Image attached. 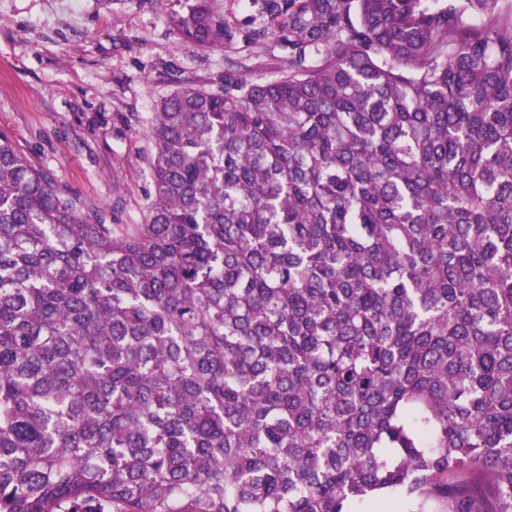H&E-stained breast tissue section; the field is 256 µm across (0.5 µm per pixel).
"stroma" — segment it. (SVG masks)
Instances as JSON below:
<instances>
[{
  "instance_id": "stroma-1",
  "label": "stroma",
  "mask_w": 512,
  "mask_h": 512,
  "mask_svg": "<svg viewBox=\"0 0 512 512\" xmlns=\"http://www.w3.org/2000/svg\"><path fill=\"white\" fill-rule=\"evenodd\" d=\"M193 2L0 0V133L107 223L146 221L147 129L161 101L190 85L222 90L229 75H278L276 41L247 39L260 0H212L224 42L205 49L175 26Z\"/></svg>"
}]
</instances>
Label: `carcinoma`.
I'll return each instance as SVG.
<instances>
[{
	"mask_svg": "<svg viewBox=\"0 0 512 512\" xmlns=\"http://www.w3.org/2000/svg\"><path fill=\"white\" fill-rule=\"evenodd\" d=\"M263 9L279 76L160 104L144 224L0 133V512H512V0ZM361 512H418L416 506L398 496H385L363 503Z\"/></svg>",
	"mask_w": 512,
	"mask_h": 512,
	"instance_id": "1",
	"label": "carcinoma"
}]
</instances>
